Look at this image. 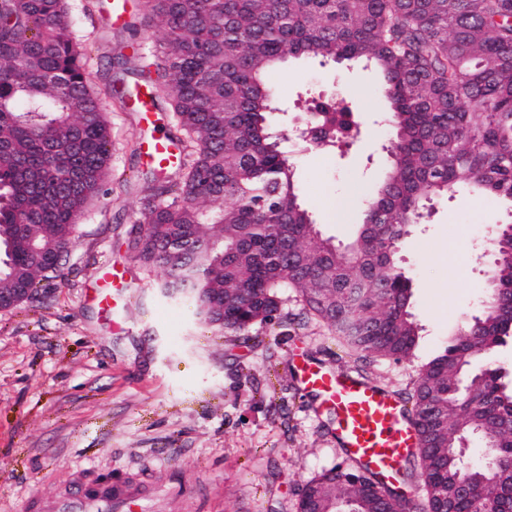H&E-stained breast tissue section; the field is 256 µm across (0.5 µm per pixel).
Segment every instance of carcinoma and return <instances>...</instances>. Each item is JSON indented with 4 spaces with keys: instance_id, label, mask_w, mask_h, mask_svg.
<instances>
[{
    "instance_id": "obj_1",
    "label": "carcinoma",
    "mask_w": 512,
    "mask_h": 512,
    "mask_svg": "<svg viewBox=\"0 0 512 512\" xmlns=\"http://www.w3.org/2000/svg\"><path fill=\"white\" fill-rule=\"evenodd\" d=\"M165 32L157 78L196 144L180 182L161 185L139 211L136 258L190 271L205 321L245 335L276 318L280 289L354 350L402 359L421 338L412 279L396 261L407 222L427 201L466 190L512 210V0H142ZM72 32L69 0H0V301L13 306L49 278L98 194L109 129ZM289 58L374 71L394 130V156L364 223L340 246L316 229L296 168L269 115L268 76ZM312 137L333 152L358 135L347 108L311 100ZM374 228L367 229L365 225ZM41 248L35 254L30 244ZM476 324L451 331L419 373L413 405L417 469L404 499L361 464L310 479L299 512H512V380L486 364L455 391L472 360L512 343V263ZM28 292L18 294L16 289ZM498 451L488 496L448 500L466 470L448 447L472 432Z\"/></svg>"
}]
</instances>
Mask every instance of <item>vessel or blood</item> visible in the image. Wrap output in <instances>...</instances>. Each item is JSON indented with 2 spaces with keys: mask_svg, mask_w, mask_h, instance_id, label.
<instances>
[{
  "mask_svg": "<svg viewBox=\"0 0 512 512\" xmlns=\"http://www.w3.org/2000/svg\"><path fill=\"white\" fill-rule=\"evenodd\" d=\"M136 111L153 115L155 93L140 85L130 92ZM145 156L159 167L176 166L179 147L175 140L162 134L160 127H150ZM305 389L335 409L337 432L347 457L381 476L393 474L400 459L416 447L418 433L398 402L377 386L359 379L326 371L304 360L297 366ZM141 492L123 484L109 485L105 494L93 497L78 490L57 500L54 512H137Z\"/></svg>",
  "mask_w": 512,
  "mask_h": 512,
  "instance_id": "vessel-or-blood-1",
  "label": "vessel or blood"
}]
</instances>
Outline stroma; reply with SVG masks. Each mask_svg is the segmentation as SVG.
Here are the masks:
<instances>
[{"label": "stroma", "mask_w": 512, "mask_h": 512, "mask_svg": "<svg viewBox=\"0 0 512 512\" xmlns=\"http://www.w3.org/2000/svg\"><path fill=\"white\" fill-rule=\"evenodd\" d=\"M104 8L70 0L111 134L103 188L61 270L33 299L0 310V512H40L91 472L148 477L147 512H297L301 487L345 459L333 413L297 379L299 359L357 375L412 408L422 367L480 310L484 251L503 213L490 198L439 199L402 245L398 263L413 279L422 329L407 358L348 348L291 288L273 322L246 336L216 331L160 290L163 269L143 267L127 248L142 198L158 177L181 175L145 162L141 113L108 95L140 82L164 32L151 22L111 26ZM269 82L281 104L270 123L285 137L301 201L323 236L347 243L393 137L372 96L375 76L292 59ZM318 94L360 106L351 146L326 152L292 139ZM114 266L130 287L106 312L90 290Z\"/></svg>", "instance_id": "1"}]
</instances>
